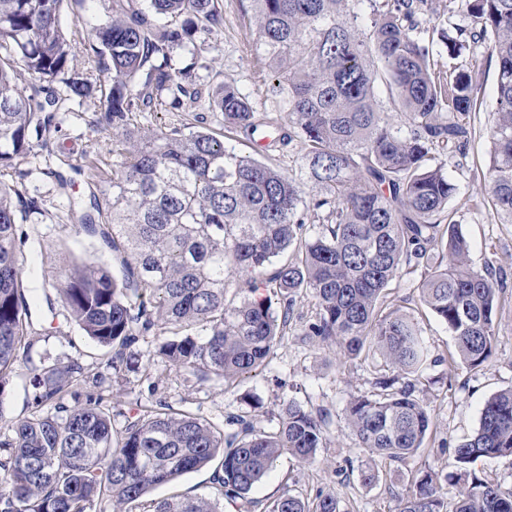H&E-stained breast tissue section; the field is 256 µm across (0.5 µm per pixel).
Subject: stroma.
<instances>
[{"instance_id":"obj_1","label":"stroma","mask_w":512,"mask_h":512,"mask_svg":"<svg viewBox=\"0 0 512 512\" xmlns=\"http://www.w3.org/2000/svg\"><path fill=\"white\" fill-rule=\"evenodd\" d=\"M224 28L198 42L195 53L175 58L177 66L189 64L192 56L214 59L227 81L246 94L258 111L270 110L275 95L271 79L261 77L255 59V33L249 25L248 0H222ZM112 9V0H65L64 25L72 38L86 39L92 27ZM94 103L67 104L59 114L60 124L51 139L59 155L52 161V174H43L39 162L27 158L20 164L27 171V187L37 188L38 206L20 208L17 218L16 250L20 261L35 266L28 276L26 298L30 305L31 334L26 359L0 392V414L19 420L31 412L28 377L32 368L58 363L77 364L80 380L104 378L109 397L120 413L114 429H122L127 416L138 405L164 399L177 409H189L216 423L232 414L248 413L256 427L269 428L270 417L281 399L297 401L305 410L330 412L333 424L315 463L303 465L290 455H282L272 471L251 491L256 506L288 492L303 501H313L319 492L334 493L340 512H398L402 498L410 494L420 471L447 472L454 446L472 436L486 399L498 390L512 387V287L504 296L499 314V330L493 355L480 371H467L453 359L454 344L445 325L425 310L418 300L419 273L395 280L386 302L398 305L418 320L432 351L443 361L424 370L417 385L418 395L433 415L431 435L417 454L406 463L372 461L367 450L343 426V409L351 395L371 390L376 378L391 375L379 354L355 361L344 358L335 348L322 345L289 331L273 360L255 375L232 386L223 381H198L184 371L165 365L155 354L158 337L148 336L132 346L137 364L114 371L111 354L91 340L77 326L63 323L65 302L54 288L58 272L70 262L88 254L102 255L115 275L124 271L123 253L112 251L101 233L77 230L74 213H96L106 223L112 212V188L100 180L88 179L87 167L95 165L111 173L114 158L109 152L111 131L106 125H93ZM489 113L477 114L475 136L466 159L446 160L448 177L458 187L451 208L471 242L475 264L492 261L512 284V224L499 223L490 208L468 209L466 201L478 191L476 177L489 164L486 129ZM374 466L378 478L364 483L362 472ZM214 465L185 474L168 485L151 489L144 503L168 496L211 495Z\"/></svg>"}]
</instances>
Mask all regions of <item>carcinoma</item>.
Here are the masks:
<instances>
[{
    "mask_svg": "<svg viewBox=\"0 0 512 512\" xmlns=\"http://www.w3.org/2000/svg\"><path fill=\"white\" fill-rule=\"evenodd\" d=\"M256 50L276 82L273 110L258 115L247 95L212 62L172 64L180 51L224 28L219 0H112V16L76 49L64 32L63 0H0V396L21 360L29 306L15 249L14 198L5 177L39 149L59 103L104 98L99 122L112 127V250L126 255L114 276L102 257L73 261L55 278L74 322L112 349L157 333L155 355L199 381L225 385L268 365L293 326L351 360L376 352L396 376L352 397L344 423L374 458L403 463L430 432L431 410L415 395L431 358L417 319L384 308L402 273L420 271L419 300L450 333L458 363L480 371L493 355L496 315L507 284L487 261L478 267L456 212L457 186L445 157H467L481 111L479 75L495 60L490 161L473 208L490 206L512 224V0H448L442 33L448 68L422 34L433 0H249ZM462 15L464 25L454 23ZM84 54L81 72L70 67ZM36 80L21 88L17 69ZM212 87L207 110L224 131L133 124L147 110L201 102L198 70ZM111 81L103 91L100 76ZM388 92L380 95V89ZM407 122L397 125L392 113ZM266 139L301 147L304 170L288 174L243 155L228 141ZM311 212L318 226L305 222ZM263 286L273 296L254 297ZM316 312L306 320L297 298ZM78 367L34 370L31 415L3 419L0 401V512H90L105 500L131 512L152 488L222 456L212 497L167 498L147 512H224V498L250 512L253 487L280 456L315 461L328 413L280 402L269 429L247 415L216 424L166 401L112 427L104 380L74 388ZM512 456V387L491 395L474 435L453 450L455 471L416 478L400 512H512V490L479 476L480 458ZM456 485L448 509L445 483ZM265 512H339L333 493L313 504L284 492Z\"/></svg>",
    "mask_w": 512,
    "mask_h": 512,
    "instance_id": "1",
    "label": "carcinoma"
}]
</instances>
